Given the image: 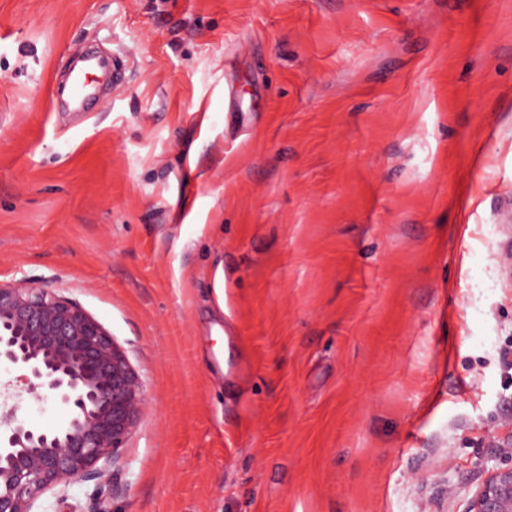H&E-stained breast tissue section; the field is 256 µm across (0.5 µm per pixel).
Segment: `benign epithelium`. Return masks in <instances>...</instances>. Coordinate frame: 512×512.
I'll list each match as a JSON object with an SVG mask.
<instances>
[{
    "mask_svg": "<svg viewBox=\"0 0 512 512\" xmlns=\"http://www.w3.org/2000/svg\"><path fill=\"white\" fill-rule=\"evenodd\" d=\"M21 372L37 400L70 414L58 429L27 427L0 410V512H37L73 480H101L136 428L146 396L112 334L79 304L33 284H0V363ZM465 512H512V448L494 456Z\"/></svg>",
    "mask_w": 512,
    "mask_h": 512,
    "instance_id": "1",
    "label": "benign epithelium"
}]
</instances>
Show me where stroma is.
Wrapping results in <instances>:
<instances>
[{
    "label": "stroma",
    "instance_id": "stroma-1",
    "mask_svg": "<svg viewBox=\"0 0 512 512\" xmlns=\"http://www.w3.org/2000/svg\"><path fill=\"white\" fill-rule=\"evenodd\" d=\"M89 47L122 74L62 111ZM22 282L146 394L45 512H465L512 444V0H0Z\"/></svg>",
    "mask_w": 512,
    "mask_h": 512
}]
</instances>
